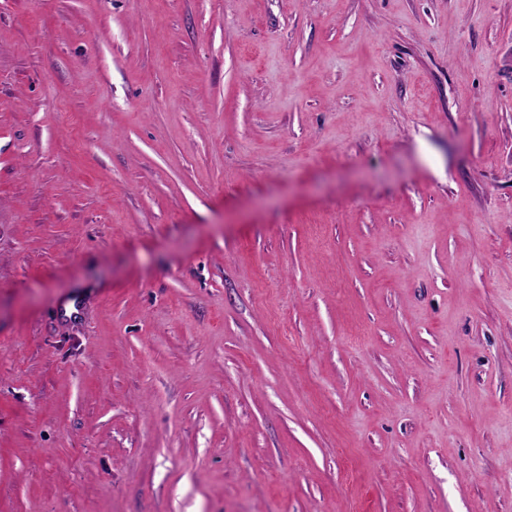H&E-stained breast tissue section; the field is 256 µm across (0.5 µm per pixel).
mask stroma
Returning a JSON list of instances; mask_svg holds the SVG:
<instances>
[{
	"mask_svg": "<svg viewBox=\"0 0 512 512\" xmlns=\"http://www.w3.org/2000/svg\"><path fill=\"white\" fill-rule=\"evenodd\" d=\"M0 512H512V0H0Z\"/></svg>",
	"mask_w": 512,
	"mask_h": 512,
	"instance_id": "obj_1",
	"label": "stroma"
}]
</instances>
